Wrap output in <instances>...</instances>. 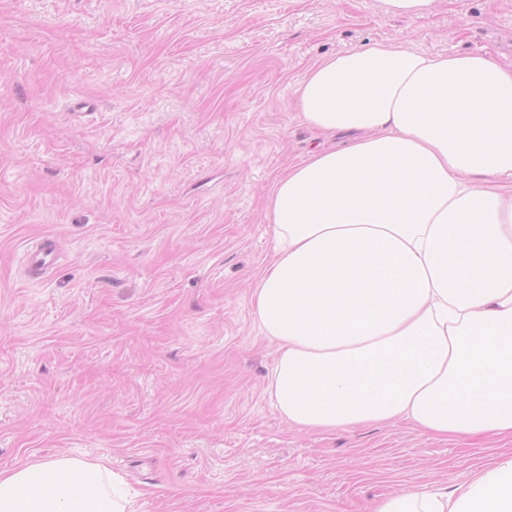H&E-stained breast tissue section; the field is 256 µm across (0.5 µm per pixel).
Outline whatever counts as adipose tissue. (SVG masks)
<instances>
[{
    "mask_svg": "<svg viewBox=\"0 0 512 512\" xmlns=\"http://www.w3.org/2000/svg\"><path fill=\"white\" fill-rule=\"evenodd\" d=\"M295 96L305 125L350 139L268 201L276 259L253 306L278 344L275 408L306 430L512 436V69L371 42L314 64ZM0 512L132 501L106 465L59 456L0 471ZM373 512H512V456Z\"/></svg>",
    "mask_w": 512,
    "mask_h": 512,
    "instance_id": "adipose-tissue-1",
    "label": "adipose tissue"
}]
</instances>
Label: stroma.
<instances>
[{
  "instance_id": "stroma-1",
  "label": "stroma",
  "mask_w": 512,
  "mask_h": 512,
  "mask_svg": "<svg viewBox=\"0 0 512 512\" xmlns=\"http://www.w3.org/2000/svg\"><path fill=\"white\" fill-rule=\"evenodd\" d=\"M369 42L512 65V0H0V469L103 462L134 512H368L457 489L512 437L288 425L253 294L277 178L340 144L297 118ZM55 236L49 273L27 249ZM434 0H379L381 12L389 17H404L411 20L426 18Z\"/></svg>"
}]
</instances>
